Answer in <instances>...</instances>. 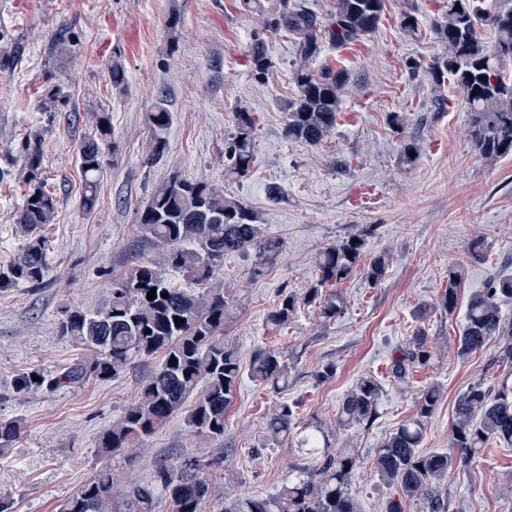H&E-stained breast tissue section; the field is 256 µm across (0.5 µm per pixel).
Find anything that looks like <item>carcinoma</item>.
<instances>
[{"label": "carcinoma", "mask_w": 512, "mask_h": 512, "mask_svg": "<svg viewBox=\"0 0 512 512\" xmlns=\"http://www.w3.org/2000/svg\"><path fill=\"white\" fill-rule=\"evenodd\" d=\"M461 10H455V7ZM383 0H335L330 18L324 22L300 5L276 14L274 27L285 28L297 39L300 58L309 60L326 43L337 47L360 40L378 23ZM493 28L495 44L486 45L481 28ZM446 46V55L434 62L436 81L453 78L469 112L470 140L475 152L486 161L512 154V0H448L446 10L433 27ZM252 76L266 80L271 61L263 44L250 53ZM299 95L288 104L286 137L310 146L320 145L336 125L346 75L330 69L317 74L301 68L295 71ZM478 94H472L475 87ZM66 104L62 90L53 85L45 91L48 112ZM170 112L163 97H157L149 121L153 130V162L167 150L161 133L169 126ZM235 128L225 144L224 162L229 171L247 175L255 161L256 124L252 113L241 108L235 113ZM112 132L110 117L98 118L95 137L80 146V166L86 195L84 208L96 204L95 190L102 175L100 142ZM40 135L28 137L25 161L31 191L25 197L17 220L24 238L20 251L0 266V289L21 283L37 285L49 273L46 239L42 229L52 223L57 210L55 197L44 189ZM142 232L157 243L160 251L151 258L138 259L120 276L112 277L105 307L90 313L81 308L65 311L59 324L61 335L70 338L87 355L53 373L31 368L13 377L15 394L54 392L75 388L91 380L115 378L135 357L161 354L162 361L145 382L140 395L124 415L102 435V456L112 460L139 447L169 419L184 411L186 401L199 393L187 411V422L195 435L208 439L224 436L225 415L233 391L242 376L235 351L224 346V319L229 307L224 282L218 279L224 256L238 253L256 258L251 277L264 274L282 249V242L264 234L256 214L243 202L224 195V190L203 179L172 176L154 190L139 214ZM373 226L349 234L327 245L319 255L318 275L303 296L283 292L269 320L284 325L300 303H318L323 318L332 320L342 313L343 302L324 288L347 280L357 269L373 283L386 274L388 257L366 253ZM174 269L193 284L177 288L164 275ZM462 267L448 266V281L442 291L441 308L453 313L457 307ZM156 298H147L151 288ZM167 297H161V294ZM512 299V276L490 280L488 287L468 301L465 324L457 342L460 357L493 346L495 361L512 364V319L502 315L500 303ZM183 323L176 324L175 318ZM433 356V345L420 331L409 347L390 363L393 378L401 380L416 365ZM252 378L276 393L288 388V363L277 349L255 352L249 369ZM39 380H33V376ZM380 383L363 376L343 397L336 425L340 429L369 428L379 417ZM441 393L436 387L424 389L415 416L400 424L381 441L375 469L387 484L397 487L402 499L391 503L387 512H404L403 502H418L423 512H448V498L441 482L448 469L465 464L479 455L492 439L512 442V386L501 382L493 391L477 382L462 391L455 403L451 429V453L421 450L425 422L434 412ZM295 419V405L280 402L266 422L268 439L288 436ZM22 419L0 420V448L9 447L23 431ZM302 454L316 460L318 467H298L299 476L280 492L266 497L240 496L224 504V512H359L351 482L359 467L349 452H326V435L312 431L300 440ZM211 464L185 459L158 467L151 481L131 483L120 493L122 509L112 506L114 482L112 463L82 484L63 504L60 512H155L161 497L170 512H200L206 500L222 499L224 492L208 478Z\"/></svg>", "instance_id": "cac0c4a2"}]
</instances>
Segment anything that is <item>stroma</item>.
<instances>
[{
  "label": "stroma",
  "instance_id": "1",
  "mask_svg": "<svg viewBox=\"0 0 512 512\" xmlns=\"http://www.w3.org/2000/svg\"><path fill=\"white\" fill-rule=\"evenodd\" d=\"M279 0H0V265L23 239L17 216L29 190L21 157L26 135L42 134V177L57 202L45 226L50 272L38 285L0 291V419L19 418L24 431L0 450V499L13 512H58L103 465L99 442L159 364L160 355L132 359L119 377L93 380L53 394L12 392L14 375L53 371L84 352L58 331L65 308L105 305L112 277L157 248L139 229V213L155 187L172 175L207 179L252 208L265 234L283 247L260 278L252 257L229 254L221 276L230 312L224 344L250 365L261 348L288 358L287 391L274 393L243 374L227 411L224 436L195 438L183 416L171 418L139 449L113 461L120 485L151 479L157 466L182 457L210 462L209 475L230 495L269 496L305 463L294 439L270 442L266 421L277 403L297 402L295 431L319 427L332 451L359 458L351 490L361 512H386L397 491L374 469L381 441L418 410L430 385L441 399L425 425L424 452L449 449L457 395L470 383L496 388L512 380L492 349L457 354L470 296L499 274H512V156L482 160L469 140V114L452 79L437 82L429 68L444 53L433 27L446 0H383L376 27L353 44L325 45L301 61L292 35L270 27ZM417 28L405 30L404 16ZM176 28H169L170 18ZM263 40L272 63L268 80L254 79L249 54ZM121 65L126 89H113ZM331 68L347 82L336 126L318 146L287 139L294 73ZM67 103L44 111L49 84ZM165 91L171 121L168 150L147 164L153 132L149 114ZM256 122L252 172H227L225 140L239 107ZM109 113L112 133L101 145L104 177L93 210L83 207L79 147L93 136L96 117ZM415 140L407 163L401 148ZM374 225L368 253L388 252L384 278L369 283L354 272L335 288L343 312L325 320L317 304L299 305L288 324L269 320L282 291L304 294L317 276L320 250ZM482 238V257L469 254ZM463 268L458 307L439 305L448 268ZM433 358L396 381L395 350L417 331ZM332 363L336 374L318 381ZM365 374L382 385L380 416L367 429L336 426L339 404ZM443 489L449 512H512V444L489 442L468 465L449 470Z\"/></svg>",
  "mask_w": 512,
  "mask_h": 512
}]
</instances>
